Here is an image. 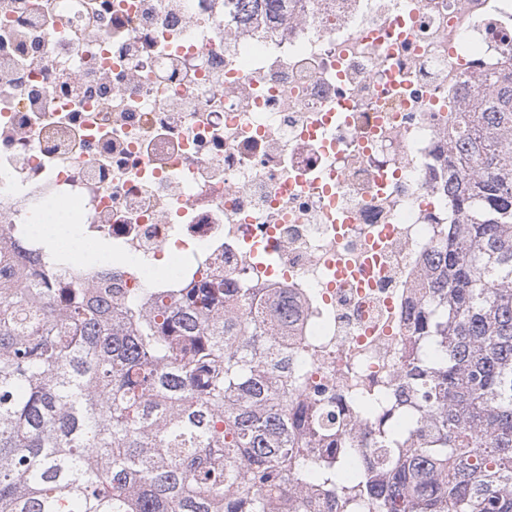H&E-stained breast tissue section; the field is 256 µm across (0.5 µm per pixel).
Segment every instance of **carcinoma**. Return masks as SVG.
Listing matches in <instances>:
<instances>
[{"instance_id":"cac0c4a2","label":"carcinoma","mask_w":512,"mask_h":512,"mask_svg":"<svg viewBox=\"0 0 512 512\" xmlns=\"http://www.w3.org/2000/svg\"><path fill=\"white\" fill-rule=\"evenodd\" d=\"M287 0H250L275 13ZM463 113L454 205L467 223L435 257L417 316L405 421L385 404L345 476L309 455L333 406L288 403V310L224 316L205 288L148 301L57 287L54 257L0 280V512H277L268 488L317 487L330 512H512V70Z\"/></svg>"}]
</instances>
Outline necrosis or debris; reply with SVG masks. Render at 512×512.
<instances>
[{
    "label": "necrosis or debris",
    "mask_w": 512,
    "mask_h": 512,
    "mask_svg": "<svg viewBox=\"0 0 512 512\" xmlns=\"http://www.w3.org/2000/svg\"><path fill=\"white\" fill-rule=\"evenodd\" d=\"M0 0V238L67 200L61 284L126 296L222 285L283 298L288 397L408 395L414 313L451 204L454 132L512 63V0ZM60 216H58L57 221L53 224H37L34 226V231L49 240H56L61 237H68L70 239V249L73 253L78 255H87L91 256L95 259L98 258H109L110 254L108 251L103 248H97L93 250H89L86 248L79 240L70 237L68 234V227L66 224L61 223L59 220Z\"/></svg>",
    "instance_id": "4bbe7bcc"
}]
</instances>
